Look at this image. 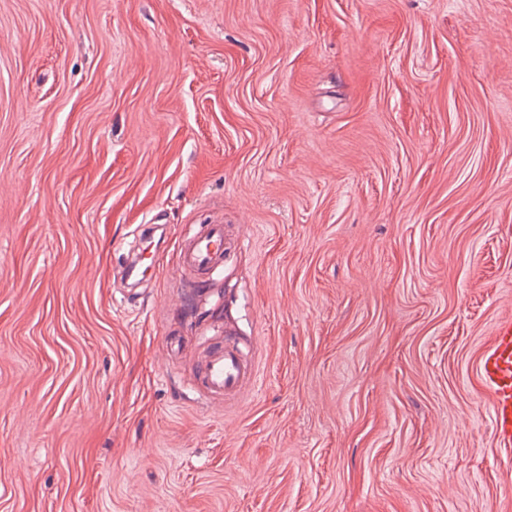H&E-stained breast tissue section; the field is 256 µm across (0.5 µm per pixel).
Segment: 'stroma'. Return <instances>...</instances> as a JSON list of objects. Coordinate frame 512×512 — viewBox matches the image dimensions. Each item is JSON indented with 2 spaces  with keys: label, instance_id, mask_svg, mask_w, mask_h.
I'll use <instances>...</instances> for the list:
<instances>
[{
  "label": "stroma",
  "instance_id": "35a3bbf8",
  "mask_svg": "<svg viewBox=\"0 0 512 512\" xmlns=\"http://www.w3.org/2000/svg\"><path fill=\"white\" fill-rule=\"evenodd\" d=\"M508 316L512 0H0V512H512ZM241 243L224 224H199L196 231L178 242V266L193 283L209 280L224 268L225 260ZM480 377L490 393L495 435L505 446H512V318L496 327L492 343L479 364ZM199 386L206 393L235 398L253 377L251 362L234 336H219L206 349L199 367Z\"/></svg>",
  "mask_w": 512,
  "mask_h": 512
}]
</instances>
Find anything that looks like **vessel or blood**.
Wrapping results in <instances>:
<instances>
[{
  "label": "vessel or blood",
  "instance_id": "b4317fda",
  "mask_svg": "<svg viewBox=\"0 0 512 512\" xmlns=\"http://www.w3.org/2000/svg\"><path fill=\"white\" fill-rule=\"evenodd\" d=\"M240 242L230 228L221 224H201L196 231L178 242V265L201 283L219 272L225 260ZM480 377L490 393V408L498 441L512 446V318L502 320L479 364ZM199 385L213 396L235 398L251 380L253 367L235 337L215 339L202 356Z\"/></svg>",
  "mask_w": 512,
  "mask_h": 512
}]
</instances>
